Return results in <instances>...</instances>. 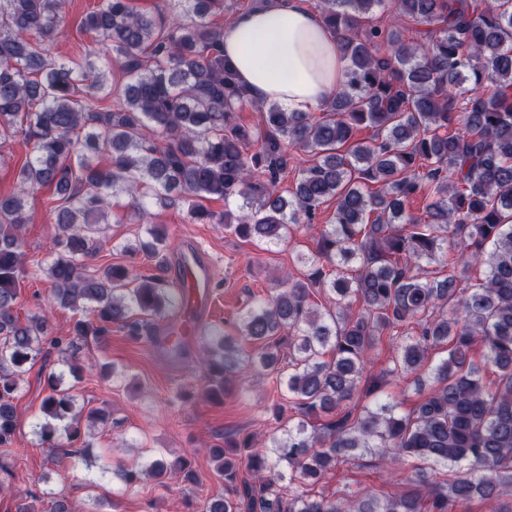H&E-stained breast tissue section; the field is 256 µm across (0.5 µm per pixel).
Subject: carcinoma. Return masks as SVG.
I'll return each mask as SVG.
<instances>
[{"instance_id":"obj_1","label":"carcinoma","mask_w":512,"mask_h":512,"mask_svg":"<svg viewBox=\"0 0 512 512\" xmlns=\"http://www.w3.org/2000/svg\"><path fill=\"white\" fill-rule=\"evenodd\" d=\"M180 12L148 15L131 0H102L81 30L106 45V56L51 59L46 43L60 35L64 0H0V142L33 144L17 172V191L0 196V447L16 428L13 401L27 365L56 351L34 432L60 466L77 462L79 421L107 420L85 410L65 386L82 379L80 343L101 342L118 325L138 342L182 306V290L134 260L161 259L168 236L121 245L133 259L93 271L90 261L110 240L102 236L107 199L122 193L137 212L153 201L180 203L192 221L268 248L316 223L335 202L307 268L243 310L234 332L218 327L196 337L205 355V395L219 399L238 373L277 372L296 417L272 434L271 449L254 437L210 449L224 494L198 512H454L479 500L490 512H512V0H318L325 26L347 62L341 89L320 114L257 103L224 60V27L210 17L233 10L226 0H175ZM393 13L381 26L374 17ZM424 40L404 41L407 25ZM121 63L124 83L106 68ZM106 100L85 107L82 95ZM250 105L262 115L248 128L236 119ZM461 128L449 130L455 122ZM376 130L353 139L357 127ZM313 157L295 190H279L288 150ZM379 189L369 190V184ZM55 188L58 210L47 267L51 302L79 315L70 336H49L46 315L16 314L25 267V196ZM422 197L424 215L405 203ZM224 200V211L204 205ZM453 245L446 273L417 269ZM485 267L470 283L471 267ZM324 297L321 305L313 295ZM358 309H353V305ZM288 332V371L276 370L281 333ZM395 344L391 374L424 372L433 387L420 405L396 413L390 397L358 414L343 404L379 392L364 380L383 337ZM254 344L246 352L241 342ZM482 358L474 357L475 346ZM445 356L430 366L428 354ZM491 365L497 380L484 382ZM361 450L394 469H413L402 495L313 492ZM446 478L430 485L426 467ZM199 477L185 459L147 458L120 465L128 489L153 478Z\"/></svg>"}]
</instances>
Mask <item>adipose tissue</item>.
<instances>
[{"label":"adipose tissue","instance_id":"adipose-tissue-1","mask_svg":"<svg viewBox=\"0 0 512 512\" xmlns=\"http://www.w3.org/2000/svg\"><path fill=\"white\" fill-rule=\"evenodd\" d=\"M224 57L253 101L291 111L322 107L344 82L336 37L304 0H270L240 15L224 35Z\"/></svg>","mask_w":512,"mask_h":512}]
</instances>
